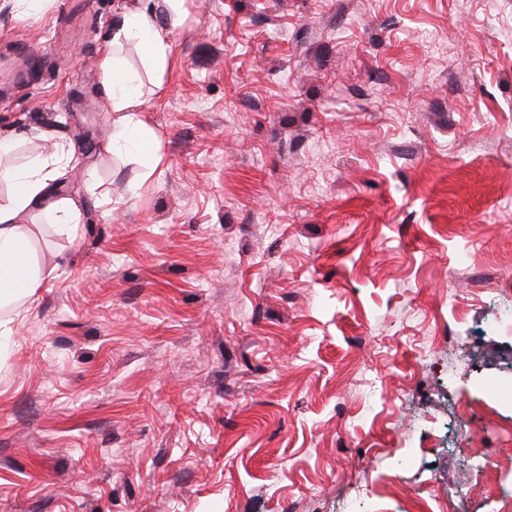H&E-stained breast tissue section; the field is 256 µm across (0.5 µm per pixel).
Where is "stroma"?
Here are the masks:
<instances>
[{"label":"stroma","mask_w":512,"mask_h":512,"mask_svg":"<svg viewBox=\"0 0 512 512\" xmlns=\"http://www.w3.org/2000/svg\"><path fill=\"white\" fill-rule=\"evenodd\" d=\"M0 0V140L62 153L0 352V512H499L512 495V0ZM498 464L480 475L474 449ZM127 41L135 42L143 58L157 65L165 66L172 51L171 45L157 33V14L154 11L136 10L127 14L101 62L112 112H134L141 103L134 78L112 54L113 44ZM116 147L130 149L135 152L143 150L147 160H151L152 149L144 139L141 122L137 115L126 113L112 123L107 139V148L112 150ZM49 213L56 232L66 236L69 240H75L79 231L78 211L67 200H59L50 203L43 209Z\"/></svg>","instance_id":"stroma-1"}]
</instances>
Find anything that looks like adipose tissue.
I'll return each mask as SVG.
<instances>
[{
    "mask_svg": "<svg viewBox=\"0 0 512 512\" xmlns=\"http://www.w3.org/2000/svg\"><path fill=\"white\" fill-rule=\"evenodd\" d=\"M184 0H163L161 12L146 10L129 12L113 36L114 43L135 42L145 60L167 64L172 48L157 33L158 20L169 27L181 25ZM106 77V93L113 111L119 117L107 139L108 148L147 150L148 144L135 114L140 103L139 88L112 52H105L101 62ZM57 162L52 158L37 159L23 167L0 164V180L11 186L0 196V306L12 305L17 298L33 296L38 286L54 277L57 264L42 262L34 247V233L24 217L39 206L49 213L56 232L76 239L79 231L78 212L66 200L49 202Z\"/></svg>",
    "mask_w": 512,
    "mask_h": 512,
    "instance_id": "adipose-tissue-1",
    "label": "adipose tissue"
}]
</instances>
